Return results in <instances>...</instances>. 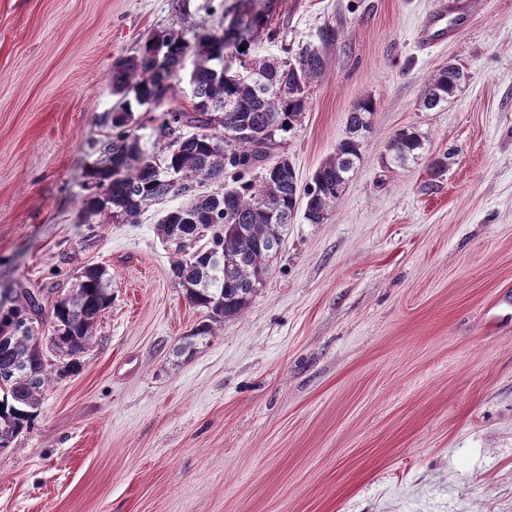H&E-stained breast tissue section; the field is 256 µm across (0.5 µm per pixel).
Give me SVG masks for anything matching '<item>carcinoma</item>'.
I'll use <instances>...</instances> for the list:
<instances>
[{"mask_svg": "<svg viewBox=\"0 0 512 512\" xmlns=\"http://www.w3.org/2000/svg\"><path fill=\"white\" fill-rule=\"evenodd\" d=\"M274 5L275 0L261 6L248 0L222 30L204 28L191 42L175 32L158 34L139 54L112 67V91L125 103L112 119L117 132L87 174L88 196L78 223L136 224L145 209L172 196L183 198L156 224L157 235L173 249L175 282L204 313L177 347L178 356L248 308L268 273L282 229L295 217L299 194L306 198L308 223L328 218L361 162L362 140L376 112L370 96L356 103L344 138L305 187L299 186L286 156L276 161L275 176H267L265 161L282 134L300 121L310 87L327 68L326 55L315 46H304L291 58L258 53L262 41L275 39L276 32L267 26ZM228 46L237 51L239 64L264 78L270 89L229 73ZM188 54L195 58L192 106L164 114L161 144L148 153L131 129L133 106H155L167 97ZM463 80V70L448 65L426 82L420 106L440 108ZM421 149L420 136L411 131L397 133L388 145L400 165L418 159ZM205 182L217 190L198 192ZM111 302L112 276L103 267L85 268L53 305L49 332L55 353L69 358L83 352ZM48 364L39 335L28 328L26 299L1 300L0 452L31 429L51 382Z\"/></svg>", "mask_w": 512, "mask_h": 512, "instance_id": "1", "label": "carcinoma"}]
</instances>
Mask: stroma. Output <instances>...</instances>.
Returning a JSON list of instances; mask_svg holds the SVG:
<instances>
[{
    "instance_id": "stroma-1",
    "label": "stroma",
    "mask_w": 512,
    "mask_h": 512,
    "mask_svg": "<svg viewBox=\"0 0 512 512\" xmlns=\"http://www.w3.org/2000/svg\"><path fill=\"white\" fill-rule=\"evenodd\" d=\"M239 3L0 0V295L48 310L83 267L112 277L77 370L0 453V512H512V0H279L268 52L339 33L278 149L299 182L367 95L372 129L328 219L295 216L249 307L193 354H173L201 314L160 206L78 223L122 102L113 63ZM451 64L455 97L422 109ZM193 68L135 108L146 151ZM403 129L424 150L399 167ZM464 72L455 65H448L432 76L427 82L420 99V106L425 110H435L448 103L464 80Z\"/></svg>"
}]
</instances>
